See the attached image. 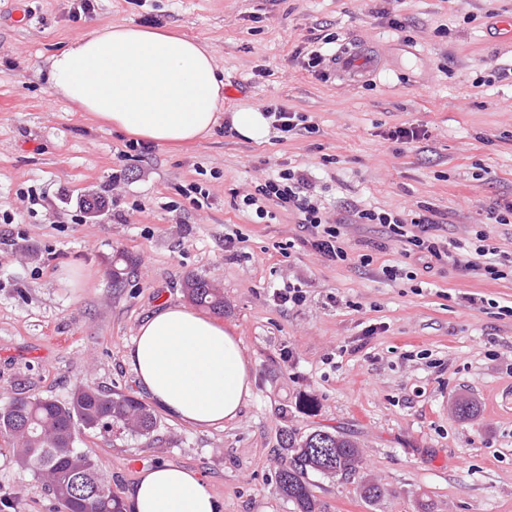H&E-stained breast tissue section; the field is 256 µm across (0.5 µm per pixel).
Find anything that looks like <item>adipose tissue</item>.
Returning a JSON list of instances; mask_svg holds the SVG:
<instances>
[{
    "label": "adipose tissue",
    "mask_w": 512,
    "mask_h": 512,
    "mask_svg": "<svg viewBox=\"0 0 512 512\" xmlns=\"http://www.w3.org/2000/svg\"><path fill=\"white\" fill-rule=\"evenodd\" d=\"M54 95L77 111L150 143L210 136L224 100V76L209 48L158 30L112 24L71 40L47 60ZM141 389L167 415L206 429L236 420L254 376L235 336L183 304L160 307L126 353ZM125 512H218L193 471L167 463L144 469Z\"/></svg>",
    "instance_id": "obj_1"
}]
</instances>
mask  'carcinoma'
<instances>
[{
    "label": "carcinoma",
    "mask_w": 512,
    "mask_h": 512,
    "mask_svg": "<svg viewBox=\"0 0 512 512\" xmlns=\"http://www.w3.org/2000/svg\"><path fill=\"white\" fill-rule=\"evenodd\" d=\"M117 257L115 267L121 273L108 270L114 288L122 287L137 267L131 256L120 252ZM182 288L191 304L224 314V292L211 280L192 274ZM156 427L157 417L148 404L102 387L78 386L65 401L28 395L0 407V434L18 442V463L45 483L62 512H124L120 496L91 457L77 448L78 429L149 436ZM284 448L279 490L298 512H316L307 481L310 472L337 470L352 476L362 460L355 443L327 431L300 440L288 434Z\"/></svg>",
    "instance_id": "obj_1"
}]
</instances>
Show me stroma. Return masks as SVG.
Returning a JSON list of instances; mask_svg holds the SVG:
<instances>
[{
  "label": "stroma",
  "instance_id": "stroma-1",
  "mask_svg": "<svg viewBox=\"0 0 512 512\" xmlns=\"http://www.w3.org/2000/svg\"><path fill=\"white\" fill-rule=\"evenodd\" d=\"M92 3L85 13L79 0H0V406L64 401L78 385L139 393L125 361L136 331L160 306L184 303L181 282L198 274L224 291L253 395L218 428L161 412L147 437L81 432L78 448L118 495L141 468L167 462L198 472L220 512H296L278 491L281 439L323 430L356 442L362 462L354 476L309 474L316 512H512V317L497 311L512 303V282L418 264L414 279L391 281L383 266L408 263L379 225L346 226L348 259L336 263L304 245L287 209L271 205L260 221L240 206L259 179L294 166L332 211L429 203L449 242L484 229L512 254V224L487 221L512 199V43L492 38L487 19L512 15V0ZM111 24L210 46L232 94L209 138L136 146L52 94L48 57ZM327 34L337 37L328 53L376 58L362 82L318 77L296 59V47ZM274 103L307 116L313 132L254 142L229 123ZM403 123L426 126L429 140L384 139ZM193 183L210 193L200 211L184 194ZM97 194L108 204L92 217L79 202ZM119 251L138 267L114 288L107 270ZM71 269L87 287L59 281ZM288 283L305 292L301 305L273 301ZM463 396L477 404L472 418L453 412ZM365 478L380 498H363ZM1 497L19 512L58 510L0 436Z\"/></svg>",
  "mask_w": 512,
  "mask_h": 512
}]
</instances>
